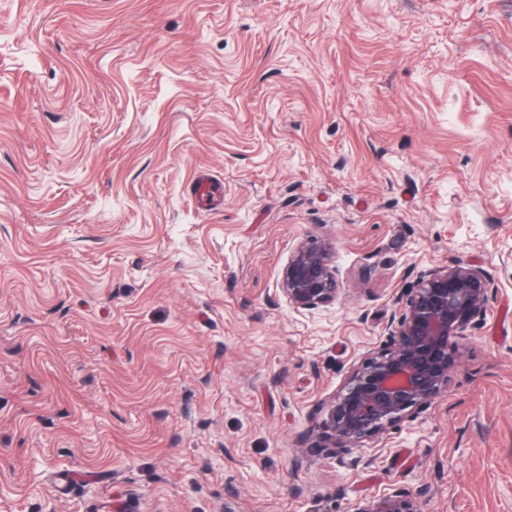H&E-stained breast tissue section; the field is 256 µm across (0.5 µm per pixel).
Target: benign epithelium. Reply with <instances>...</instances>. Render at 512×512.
<instances>
[{
  "label": "benign epithelium",
  "instance_id": "1",
  "mask_svg": "<svg viewBox=\"0 0 512 512\" xmlns=\"http://www.w3.org/2000/svg\"><path fill=\"white\" fill-rule=\"evenodd\" d=\"M330 250V242L318 237L295 248L281 283L289 304L308 309L336 301L341 288ZM490 296V279L478 265L420 271L395 298L386 344L350 368L326 404V418L310 447L328 455L348 453L361 439L430 406L447 391L457 365L454 339L475 324ZM353 512H421V507L416 496L399 488Z\"/></svg>",
  "mask_w": 512,
  "mask_h": 512
}]
</instances>
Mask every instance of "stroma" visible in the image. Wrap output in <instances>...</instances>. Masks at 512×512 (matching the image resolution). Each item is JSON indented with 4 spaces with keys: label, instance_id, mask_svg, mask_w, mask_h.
<instances>
[{
    "label": "stroma",
    "instance_id": "stroma-1",
    "mask_svg": "<svg viewBox=\"0 0 512 512\" xmlns=\"http://www.w3.org/2000/svg\"><path fill=\"white\" fill-rule=\"evenodd\" d=\"M508 44L512 0H0V512H512ZM310 236L341 292L298 309ZM455 264L447 394L310 450ZM330 250V242L318 237L295 248L281 283V291L289 304L308 309L336 301L341 288L329 263ZM353 512H421V507L416 496L399 488L376 500L359 503Z\"/></svg>",
    "mask_w": 512,
    "mask_h": 512
}]
</instances>
